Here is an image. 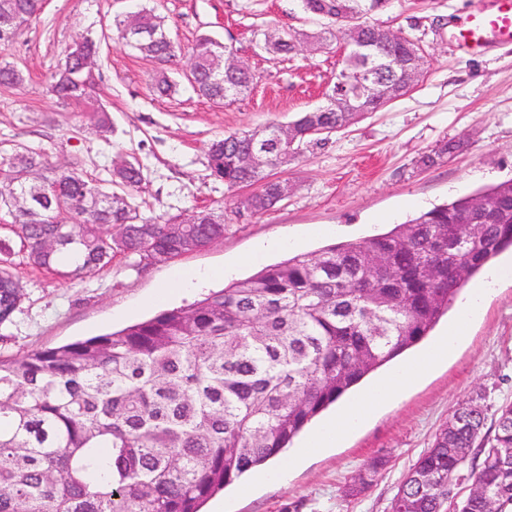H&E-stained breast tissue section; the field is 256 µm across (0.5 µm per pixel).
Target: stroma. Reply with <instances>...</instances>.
Masks as SVG:
<instances>
[{
    "label": "stroma",
    "mask_w": 512,
    "mask_h": 512,
    "mask_svg": "<svg viewBox=\"0 0 512 512\" xmlns=\"http://www.w3.org/2000/svg\"><path fill=\"white\" fill-rule=\"evenodd\" d=\"M164 18L183 50L211 34L231 44L256 75L246 96L216 104L189 87L156 93L157 64L110 39L95 69L97 93L112 116L101 136L86 108L61 105L49 78L65 49L86 31H100L137 7ZM492 0H395L383 22L417 38L427 66L405 96L336 132L281 170L296 186L279 207L261 216L236 214L245 190H230L210 175L209 143L224 133L282 124L323 104V93L341 60L340 42L302 43L290 57L262 44L268 29L308 33L316 25L297 0H45L0 58L24 74L23 84L0 86V141L40 146L62 163L79 162L102 178L110 163L137 159L144 180L133 191L144 214L223 211V240L140 270L116 257L112 268L68 284L29 267L17 276L25 299L15 326L0 331V354L16 355L119 330L154 315L147 299L179 267H224L226 280L254 274L238 265L260 241L289 236L287 253H311L344 240L384 231L454 196L512 178V43L489 38L480 52L460 49L454 33ZM466 139L446 163L422 167L418 159L439 143ZM484 394L489 409L512 402V281L496 283L466 342L394 405L383 409L335 448L312 458L281 483L234 488L211 499L215 512H389L399 484L428 448L449 412L465 396ZM383 465L372 485L352 495L353 477L370 462Z\"/></svg>",
    "instance_id": "stroma-1"
}]
</instances>
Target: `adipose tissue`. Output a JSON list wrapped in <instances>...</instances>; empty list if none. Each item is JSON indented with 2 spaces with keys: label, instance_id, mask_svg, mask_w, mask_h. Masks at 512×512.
<instances>
[{
  "label": "adipose tissue",
  "instance_id": "obj_1",
  "mask_svg": "<svg viewBox=\"0 0 512 512\" xmlns=\"http://www.w3.org/2000/svg\"><path fill=\"white\" fill-rule=\"evenodd\" d=\"M478 311L476 303L463 305L447 333L434 344L405 362L389 375L376 381L357 397L343 403L336 415L312 432L308 441L293 455L277 463L266 475L268 481L286 480L291 470L311 452L335 446L344 436L354 431L378 408L396 402L407 388L448 358L465 339L470 323Z\"/></svg>",
  "mask_w": 512,
  "mask_h": 512
}]
</instances>
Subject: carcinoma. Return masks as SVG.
I'll use <instances>...</instances> for the list:
<instances>
[{
  "label": "carcinoma",
  "instance_id": "obj_1",
  "mask_svg": "<svg viewBox=\"0 0 512 512\" xmlns=\"http://www.w3.org/2000/svg\"><path fill=\"white\" fill-rule=\"evenodd\" d=\"M323 22L317 43L336 29L372 45V58L352 48L329 92L375 105L374 91L424 71L418 41L388 44L377 16L391 0H300ZM43 0H0V45L37 18ZM141 31L125 34V19L109 27L125 45L160 65L156 89L175 93L187 82L216 104L234 101L254 83L248 68L225 67L229 45L201 36L191 50L190 78L171 75L181 48L153 10L138 12ZM275 55L296 52L297 36L264 34ZM91 36L64 51L49 92L64 105H91L98 132L112 118L86 83L84 63L97 58ZM23 73L0 63V86L22 84ZM352 123L324 104L297 113L294 144L278 122L231 132L211 142L210 175L229 189L254 187L256 215L283 201L274 170L299 159L312 143ZM463 142L440 143L418 163L448 161ZM267 155L252 168L245 157ZM88 177L60 166L42 147L0 142V328L15 323L25 264L70 282L112 268L114 258L145 267L224 238V211L196 212L197 223L173 226L181 215L145 216L130 191L143 180L139 161ZM31 199L16 205V197ZM512 246V179L422 211L385 233L294 255L183 307L159 311L116 332L0 357V512H200L220 491L287 448L301 431L372 371L423 340L466 284ZM480 394L448 414L430 447L404 476L391 512H447L448 492L465 483L478 492L456 512H512V402L487 422ZM379 464L359 473L353 493L372 485Z\"/></svg>",
  "mask_w": 512,
  "mask_h": 512
}]
</instances>
